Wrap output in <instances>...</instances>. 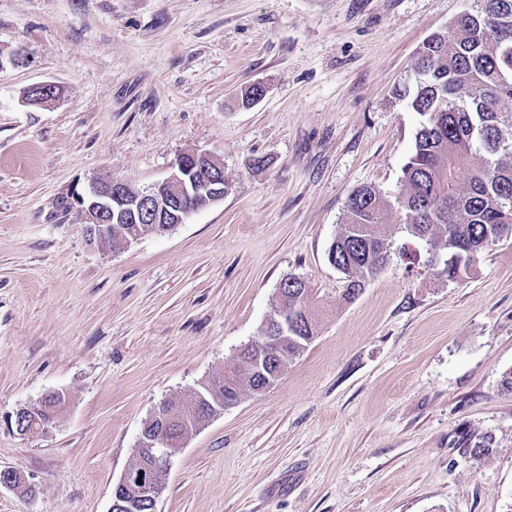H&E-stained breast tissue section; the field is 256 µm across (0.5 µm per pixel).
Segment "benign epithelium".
<instances>
[{
	"instance_id": "7a95c632",
	"label": "benign epithelium",
	"mask_w": 512,
	"mask_h": 512,
	"mask_svg": "<svg viewBox=\"0 0 512 512\" xmlns=\"http://www.w3.org/2000/svg\"><path fill=\"white\" fill-rule=\"evenodd\" d=\"M57 96L55 86L36 84L27 89L24 100L30 105H44ZM196 199L204 207L224 200V164L205 153L186 152L177 156L171 172L161 181L135 189L130 181L110 173L98 175L86 186L72 191L70 205L84 217L89 241L108 249L112 243V225L183 224L193 212L192 202ZM295 325L294 313L286 305L279 306L267 319L260 339L249 344L252 349H264V353L251 361L252 372L263 373L265 355L288 338V330ZM173 418L167 402L153 412L151 422L159 424V428L150 436L140 435L129 464L115 483L116 488H124L140 477V463L148 457L153 462L148 496L151 502H156L164 489L161 474L165 465L184 445V439L172 435L168 428Z\"/></svg>"
}]
</instances>
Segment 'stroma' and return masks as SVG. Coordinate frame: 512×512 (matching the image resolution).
<instances>
[{"instance_id": "35a3bbf8", "label": "stroma", "mask_w": 512, "mask_h": 512, "mask_svg": "<svg viewBox=\"0 0 512 512\" xmlns=\"http://www.w3.org/2000/svg\"><path fill=\"white\" fill-rule=\"evenodd\" d=\"M474 6L0 0V470L36 489L0 487V512H110L145 420L258 338L289 275L314 340L186 438L155 512H512V238L451 280L389 210V260L351 301L328 260L351 191L400 187L419 47ZM40 83L58 98L26 104ZM188 151L229 189L172 231L104 252L63 206ZM55 393L46 432L9 423Z\"/></svg>"}]
</instances>
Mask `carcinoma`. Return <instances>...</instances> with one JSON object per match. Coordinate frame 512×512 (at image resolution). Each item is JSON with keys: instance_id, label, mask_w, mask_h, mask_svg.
<instances>
[{"instance_id": "1", "label": "carcinoma", "mask_w": 512, "mask_h": 512, "mask_svg": "<svg viewBox=\"0 0 512 512\" xmlns=\"http://www.w3.org/2000/svg\"><path fill=\"white\" fill-rule=\"evenodd\" d=\"M471 16L426 40L416 55L420 76L408 108L422 117L412 154L393 197L373 185L354 190L328 257L348 280L344 298L375 279L389 259L383 215L399 210L415 238L446 250L448 278L468 272L491 244L512 238V0H477ZM484 154L474 167L471 158ZM282 300L308 303L309 289L291 277ZM222 400L237 401L258 380L211 376ZM130 503L115 512H152L144 488L112 494Z\"/></svg>"}]
</instances>
